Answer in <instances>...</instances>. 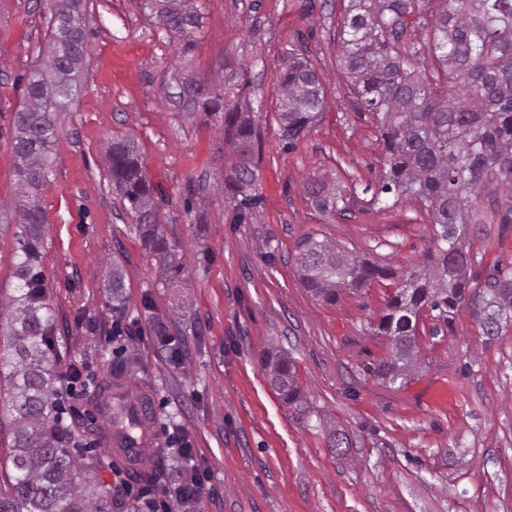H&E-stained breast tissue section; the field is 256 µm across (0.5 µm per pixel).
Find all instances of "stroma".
<instances>
[{
  "mask_svg": "<svg viewBox=\"0 0 512 512\" xmlns=\"http://www.w3.org/2000/svg\"><path fill=\"white\" fill-rule=\"evenodd\" d=\"M56 0H0V301L21 283L20 188L12 144L26 78L44 59ZM202 28L190 49L140 0H85L88 52L79 96L57 115L41 248L43 301L53 319L58 377L79 372L61 404L78 447L92 448L106 489L141 487L159 451L178 459L186 433L206 490L199 512H512V329L486 341L470 310L422 313L419 367L383 384L372 369L390 349L375 326L391 281L315 299L298 276L297 244L325 240L402 271L423 262L434 228L417 203L381 208L364 188L385 165L377 128L339 65L344 0H195ZM316 67L326 111L291 150L280 140L284 49ZM246 73L259 133L258 205L238 220L224 196L234 152L215 118L173 101L176 80L209 84ZM130 140L154 186L162 229L183 259L164 270L112 188L106 151ZM344 190L342 211L320 213L304 187ZM512 191L489 189L471 216L472 271H512ZM125 282L112 310L113 267ZM178 353L163 349L155 319ZM281 348L310 402L292 415L262 367ZM121 370L114 401L149 399L143 454L117 452L97 388ZM346 434L331 451L330 430Z\"/></svg>",
  "mask_w": 512,
  "mask_h": 512,
  "instance_id": "35a3bbf8",
  "label": "stroma"
}]
</instances>
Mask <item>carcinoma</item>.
<instances>
[{
	"label": "carcinoma",
	"mask_w": 512,
	"mask_h": 512,
	"mask_svg": "<svg viewBox=\"0 0 512 512\" xmlns=\"http://www.w3.org/2000/svg\"><path fill=\"white\" fill-rule=\"evenodd\" d=\"M192 0H143L156 24L183 40L187 50L201 27ZM433 0H347L342 18L340 61L359 100L373 114L388 155L377 200L419 203L435 227L436 251L401 275L387 266L361 260L325 241L299 244L298 273L319 301L334 304L340 291L381 279L398 278L377 325L391 351L375 374L394 384L405 380L417 362L418 318L425 310L449 317L465 304L482 335L492 341L512 327V272L483 284L470 274V214L490 187H512V0H438L431 25V49L443 80L417 65L418 53L399 46L405 31L427 20ZM50 50L31 71L25 103L14 116L15 169L21 189L22 258L16 277L22 293L0 311L7 344L0 366L10 367L13 411L11 473L0 480V512H129L125 495L102 488L95 462L80 461L70 450L74 430L55 411V364L49 344L52 318L43 303L40 247L46 211L39 191L53 175L52 150L58 137L57 112L80 92L73 80L87 47L84 0H61L50 20ZM179 101L194 113L216 117L235 161L224 177V194L239 210L256 204L258 167L254 161L255 123L235 97L245 87L224 88L191 77L178 82ZM279 127L283 148L291 149L321 118L326 90L311 61L290 49L279 75ZM112 184L121 205L136 221L143 242L174 270L181 269L160 230L153 186L136 150L127 140L109 150ZM322 213L339 210L342 195L323 183L307 188ZM124 277L112 266V310L121 311ZM268 380L283 404L303 416L309 401L294 361L284 352L264 357ZM166 460L137 471L144 488L196 499L198 476L179 466L178 478L165 480Z\"/></svg>",
	"instance_id": "carcinoma-1"
}]
</instances>
